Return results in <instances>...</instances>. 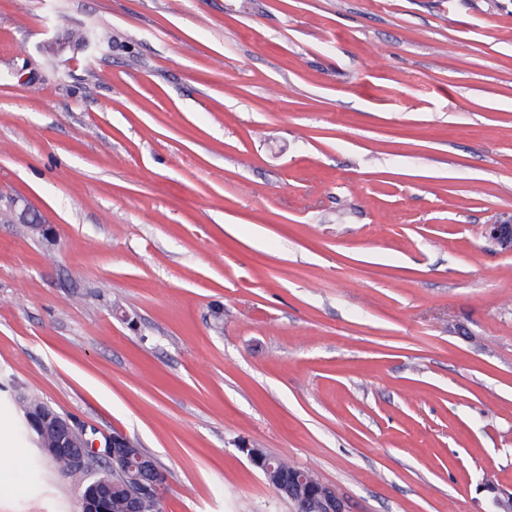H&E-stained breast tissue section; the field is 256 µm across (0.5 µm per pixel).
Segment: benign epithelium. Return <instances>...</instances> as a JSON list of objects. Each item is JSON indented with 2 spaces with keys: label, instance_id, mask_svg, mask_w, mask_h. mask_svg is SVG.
<instances>
[{
  "label": "benign epithelium",
  "instance_id": "obj_1",
  "mask_svg": "<svg viewBox=\"0 0 512 512\" xmlns=\"http://www.w3.org/2000/svg\"><path fill=\"white\" fill-rule=\"evenodd\" d=\"M12 219L19 224L28 225L43 236L50 233V227L45 224L41 215L17 200L12 205ZM484 235L501 249L512 252L511 221L486 225ZM29 422L37 433H47L55 437L49 456L64 455L69 470L84 475L88 480L85 496L81 501L82 512H106L108 508L106 499L99 494V490L108 485V482L100 477L101 471L93 469V464L90 463L92 458L103 462L113 475H123L138 469L149 476L148 482L141 484L140 490L129 497L131 509L128 512H141V498L159 494L166 483L165 474L151 456L145 454L134 458L126 451L130 447V440L122 434L107 436L104 443L95 447L86 440L84 426L78 419L63 416L50 406L31 415ZM241 452L255 468L270 478H276L279 495L294 501L310 497L317 501L319 512H347L344 500L336 495L333 487L324 484L320 490L312 492L307 487L308 480L305 475L295 473L277 478L270 464L271 456L263 458L252 448H243Z\"/></svg>",
  "mask_w": 512,
  "mask_h": 512
}]
</instances>
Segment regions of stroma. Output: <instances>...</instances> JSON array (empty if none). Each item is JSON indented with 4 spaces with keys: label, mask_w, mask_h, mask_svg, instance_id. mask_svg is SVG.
Here are the masks:
<instances>
[{
    "label": "stroma",
    "mask_w": 512,
    "mask_h": 512,
    "mask_svg": "<svg viewBox=\"0 0 512 512\" xmlns=\"http://www.w3.org/2000/svg\"><path fill=\"white\" fill-rule=\"evenodd\" d=\"M111 34L50 57L68 31ZM0 512H79L16 405L164 512H492L512 486V0H0ZM12 219L18 224H27L33 231L39 232L42 236H48L51 230L39 213H36L27 204H19V200L13 202ZM484 235L505 251L512 252V222L505 221L497 224H488L484 228ZM30 424L35 428L38 434H51L55 437L53 448L51 447L53 440L49 435H38V444L40 448H51L48 452L50 457L57 454L65 455L68 461L69 471L83 474L88 480L85 496L81 501L83 512H108L107 501L104 496L99 494L104 486L111 482L104 481L101 477L102 470L93 469L90 463L91 458L95 461H101L105 464L104 468L108 469L112 475V483L115 482L116 489L112 492V506L110 512L123 511V501L130 494L131 490H135L139 480H143L144 475H136L132 473L125 476H115L119 473L124 475L129 471L139 469L147 474L150 479L146 483H141L140 490L130 495L129 501L131 509L128 512H162L161 500L146 499L142 509L139 508V501L143 496L158 495L166 483L165 474L159 469L154 459L145 454L137 456L135 459L125 450L142 453L141 448H130V441L124 435L113 433L106 436L104 444H99L93 449V444L86 440L84 426L78 419L71 416H63L55 411L49 404L46 410H40L36 414L29 417ZM95 454V456H93ZM59 471L67 472L69 477L78 489L85 485L81 476L74 475L67 471V464L62 459L54 460ZM256 448H240L250 463L257 469L262 470L268 477L277 481L278 494L294 501H302L311 497L317 501V507L321 510L311 511L312 508H305V512H347L344 500L336 495V490L326 484H322L320 490L311 492L307 487L308 480L304 474L295 473L288 476L277 477L273 472L270 459L274 458L266 454L262 458L254 450Z\"/></svg>",
    "instance_id": "1"
}]
</instances>
